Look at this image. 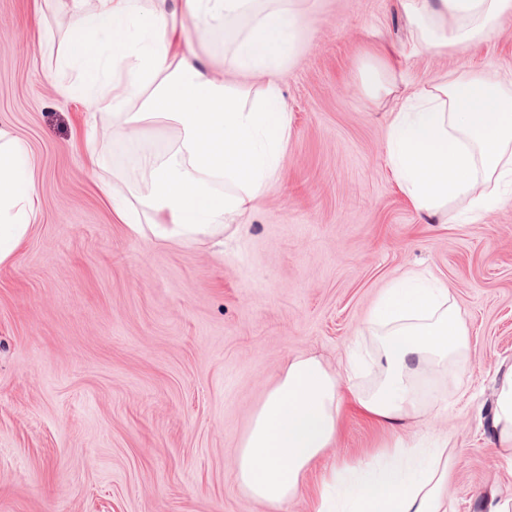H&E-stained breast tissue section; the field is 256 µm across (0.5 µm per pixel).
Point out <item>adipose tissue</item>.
Instances as JSON below:
<instances>
[{
  "mask_svg": "<svg viewBox=\"0 0 512 512\" xmlns=\"http://www.w3.org/2000/svg\"><path fill=\"white\" fill-rule=\"evenodd\" d=\"M412 41L429 53L482 41L512 12V0H401ZM82 30L62 55L96 110L111 111L117 138L159 126L176 138L136 159L144 190L128 199L98 180L113 216L157 243L223 234L253 212L278 172L289 136L281 65L314 15L297 0H70ZM224 37V55L210 44ZM259 72L260 88L244 78ZM387 162L414 209L474 222L512 198V93L496 73L463 72L405 96L387 127ZM36 159L0 128V265L12 262L39 220ZM364 357L340 366L293 357L254 413L235 462L250 498L278 512L302 491L334 447L341 413L355 402L384 428L418 420L421 383L455 385L469 363L470 336L447 289L416 272L397 278L372 309ZM369 385L344 384L361 365ZM494 447L512 458V368L500 377L491 420ZM447 439L383 444L368 459L332 468L314 512H450L454 466Z\"/></svg>",
  "mask_w": 512,
  "mask_h": 512,
  "instance_id": "1",
  "label": "adipose tissue"
}]
</instances>
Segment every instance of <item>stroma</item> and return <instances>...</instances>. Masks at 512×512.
Here are the masks:
<instances>
[{"instance_id": "stroma-1", "label": "stroma", "mask_w": 512, "mask_h": 512, "mask_svg": "<svg viewBox=\"0 0 512 512\" xmlns=\"http://www.w3.org/2000/svg\"><path fill=\"white\" fill-rule=\"evenodd\" d=\"M0 0V127L37 167L38 224L0 266V512H269L237 484L252 416L288 358L343 357L393 282L447 288L471 337L456 387L425 388L418 421L380 431L355 404L280 512H311L331 469L419 434L456 450L453 512L512 492L491 445L498 374L512 365V200L481 221L423 223L387 163L396 94L361 89L373 54L411 89L462 71L512 77V13L481 43L413 50L400 0H306L317 16L280 87L290 131L258 207L211 241L157 245L117 224L85 162L89 101L65 93L56 52L79 17ZM56 34L39 47L40 29ZM106 170L134 156L97 117Z\"/></svg>"}]
</instances>
